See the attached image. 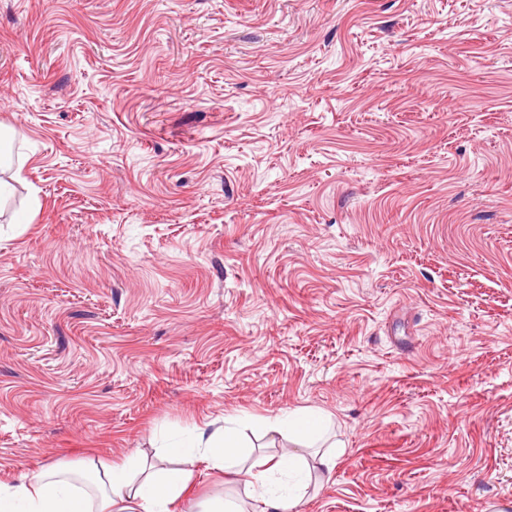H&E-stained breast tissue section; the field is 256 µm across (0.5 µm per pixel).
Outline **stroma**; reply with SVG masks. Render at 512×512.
<instances>
[{
  "label": "stroma",
  "instance_id": "obj_1",
  "mask_svg": "<svg viewBox=\"0 0 512 512\" xmlns=\"http://www.w3.org/2000/svg\"><path fill=\"white\" fill-rule=\"evenodd\" d=\"M0 127V480L313 408L299 512H512V0H0Z\"/></svg>",
  "mask_w": 512,
  "mask_h": 512
}]
</instances>
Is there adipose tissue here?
<instances>
[{
  "mask_svg": "<svg viewBox=\"0 0 512 512\" xmlns=\"http://www.w3.org/2000/svg\"><path fill=\"white\" fill-rule=\"evenodd\" d=\"M262 426L271 433L300 437L310 445L327 430L325 416L316 411L269 417ZM166 449L182 458L183 468L161 469L140 480L133 467L115 465L95 472L87 491L76 486L71 473L52 465L35 476L19 473L13 480L0 482V512H171L196 457L211 461L229 484L249 474L243 463L251 449L238 430L228 425L196 427L190 439L168 442ZM268 464L279 478L273 481L263 474L257 478L267 512H297L312 472L329 476L336 466L334 455L319 452L308 457L288 453L269 458Z\"/></svg>",
  "mask_w": 512,
  "mask_h": 512,
  "instance_id": "ef3b65f1",
  "label": "adipose tissue"
}]
</instances>
